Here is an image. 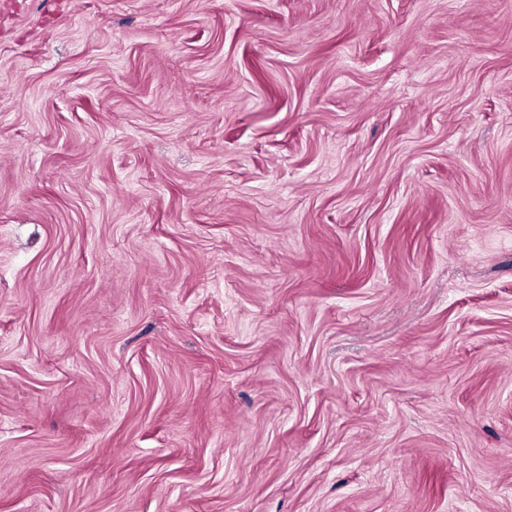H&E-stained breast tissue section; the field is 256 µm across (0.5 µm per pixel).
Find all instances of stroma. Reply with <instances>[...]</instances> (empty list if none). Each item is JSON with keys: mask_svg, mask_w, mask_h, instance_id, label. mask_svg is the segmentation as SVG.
<instances>
[{"mask_svg": "<svg viewBox=\"0 0 512 512\" xmlns=\"http://www.w3.org/2000/svg\"><path fill=\"white\" fill-rule=\"evenodd\" d=\"M0 512H512V0H0Z\"/></svg>", "mask_w": 512, "mask_h": 512, "instance_id": "1", "label": "stroma"}]
</instances>
